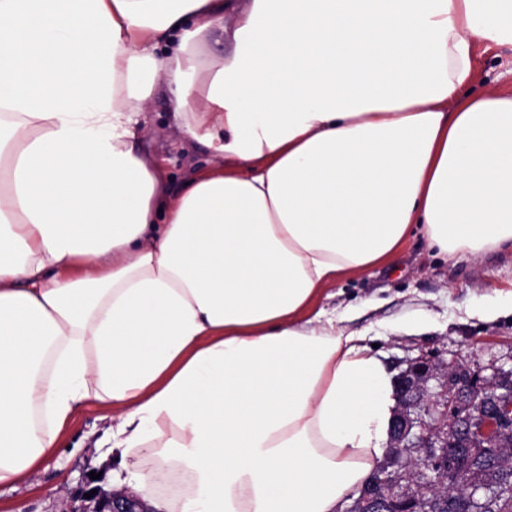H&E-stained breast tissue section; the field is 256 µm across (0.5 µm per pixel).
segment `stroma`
I'll list each match as a JSON object with an SVG mask.
<instances>
[{
    "instance_id": "stroma-1",
    "label": "stroma",
    "mask_w": 512,
    "mask_h": 512,
    "mask_svg": "<svg viewBox=\"0 0 512 512\" xmlns=\"http://www.w3.org/2000/svg\"><path fill=\"white\" fill-rule=\"evenodd\" d=\"M475 75L462 90L477 95L512 90V45L471 42ZM139 151L163 167L167 188H179L206 166L219 165L203 144L183 138L161 93L143 115ZM344 315L363 332L390 375L408 360L461 358L470 366L512 368V254L440 258L421 231H413L391 264L326 285L314 303ZM105 408L87 405L67 423L61 445L16 488L0 489V512H65L88 506L87 490H111L118 469Z\"/></svg>"
}]
</instances>
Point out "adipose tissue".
Returning a JSON list of instances; mask_svg holds the SVG:
<instances>
[{
  "label": "adipose tissue",
  "mask_w": 512,
  "mask_h": 512,
  "mask_svg": "<svg viewBox=\"0 0 512 512\" xmlns=\"http://www.w3.org/2000/svg\"><path fill=\"white\" fill-rule=\"evenodd\" d=\"M475 37L512 45V0H0V488L94 404L116 484L189 473L165 512L357 497L393 380L312 306L418 227L512 252V92L462 93ZM157 85L223 159L171 195L136 149Z\"/></svg>",
  "instance_id": "obj_1"
}]
</instances>
